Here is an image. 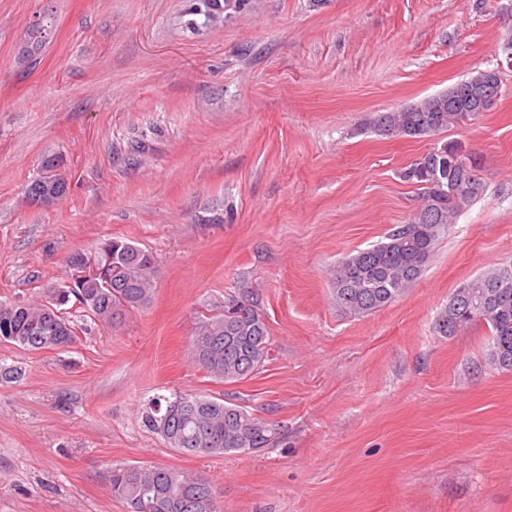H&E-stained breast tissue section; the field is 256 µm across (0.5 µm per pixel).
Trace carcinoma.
I'll return each mask as SVG.
<instances>
[{
    "label": "carcinoma",
    "mask_w": 512,
    "mask_h": 512,
    "mask_svg": "<svg viewBox=\"0 0 512 512\" xmlns=\"http://www.w3.org/2000/svg\"><path fill=\"white\" fill-rule=\"evenodd\" d=\"M501 83L485 82L479 69L448 90L401 109L378 112L372 128L385 136H435L479 115L478 97L498 100ZM479 163L465 144L449 140L422 156L403 178L421 189L413 218L392 229L386 240L346 257L333 273L336 304L364 314L386 307L420 277L441 230L477 198L483 185ZM94 262L97 275L69 290L57 304L53 289L33 303H0V341L27 350L66 351L77 341L68 317L77 303L101 324L114 326L126 312L151 298L155 258L131 242L107 238L89 251H75L67 263ZM464 299L448 302L434 331L453 336L477 321L490 325L491 362L512 370V278L495 267L463 286ZM188 349L193 362L211 378L240 382L255 375L269 358L270 332L260 309L247 296L224 302V312L198 321ZM142 426L171 448L191 454L251 453L269 447L277 434L272 423L222 398L173 391L150 399L141 413ZM112 493L129 512H220L215 492L204 479L176 468L130 465L112 469Z\"/></svg>",
    "instance_id": "1"
}]
</instances>
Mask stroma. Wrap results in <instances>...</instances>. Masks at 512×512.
Returning <instances> with one entry per match:
<instances>
[{
  "instance_id": "35a3bbf8",
  "label": "stroma",
  "mask_w": 512,
  "mask_h": 512,
  "mask_svg": "<svg viewBox=\"0 0 512 512\" xmlns=\"http://www.w3.org/2000/svg\"><path fill=\"white\" fill-rule=\"evenodd\" d=\"M45 39L34 47L32 24ZM512 0H0V302L63 283L117 238L156 259L153 297L117 327L80 308L65 352L0 341V512H127V465L206 479L224 512H512V370L490 327L439 336L449 296L512 263ZM501 68L490 111L421 139L375 113ZM464 143L482 194L441 231L416 284L368 314L332 272L420 203L402 174ZM61 156L62 200L27 204ZM249 291L271 336L231 384L187 356L200 316ZM178 390L243 406L281 439L193 455L141 426Z\"/></svg>"
}]
</instances>
